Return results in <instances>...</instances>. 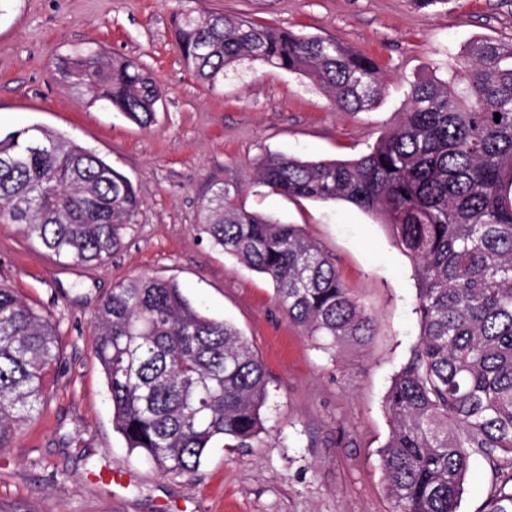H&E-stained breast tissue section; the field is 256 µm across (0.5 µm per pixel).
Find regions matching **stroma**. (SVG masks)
Returning a JSON list of instances; mask_svg holds the SVG:
<instances>
[{"mask_svg":"<svg viewBox=\"0 0 512 512\" xmlns=\"http://www.w3.org/2000/svg\"><path fill=\"white\" fill-rule=\"evenodd\" d=\"M247 17L332 37L371 55L384 90L365 112L338 109L304 77L246 61L207 87L173 41L184 13ZM512 42V0H0V133L33 124L121 171L141 206L105 265L65 264L0 224V279L46 310L60 357L39 414L0 448V512H392L379 450L384 398L419 342L418 281L387 225L344 202L248 192L249 209L297 224L336 259L375 320L363 348L326 351L277 306L272 282L214 249L201 203L247 184L266 153L358 158L405 111L421 75L456 80L473 40ZM146 66L161 98L147 127L90 103L56 76L86 46ZM178 283L205 315L232 322L266 368L264 430L246 448L215 443L192 474H160L128 454L94 355L93 315L118 282ZM492 474L473 453L459 512H482Z\"/></svg>","mask_w":512,"mask_h":512,"instance_id":"35a3bbf8","label":"stroma"}]
</instances>
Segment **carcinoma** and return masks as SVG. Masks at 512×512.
I'll return each mask as SVG.
<instances>
[{
  "label": "carcinoma",
  "instance_id": "cac0c4a2",
  "mask_svg": "<svg viewBox=\"0 0 512 512\" xmlns=\"http://www.w3.org/2000/svg\"><path fill=\"white\" fill-rule=\"evenodd\" d=\"M174 40L210 87L247 59L303 76L344 111L372 108L383 90L369 55L238 16L183 14ZM57 75L139 126L154 121L161 91L134 59L90 47ZM253 186L346 201L389 226L415 264L420 340L386 393L379 450L392 512H459L475 448L493 473L483 512H512V43L473 41L453 83L418 78L399 123L359 157L271 153ZM245 191L226 183L202 204L213 245L266 276L288 320L321 348L367 344L373 318L334 258L299 225L247 209ZM139 208L128 179L75 141L38 126L0 135V223L65 262L105 264ZM93 323L113 426L159 472L191 473L213 441L243 448L263 432L262 360L176 283L121 282ZM58 352L49 317L0 280V448L39 411Z\"/></svg>",
  "mask_w": 512,
  "mask_h": 512
}]
</instances>
